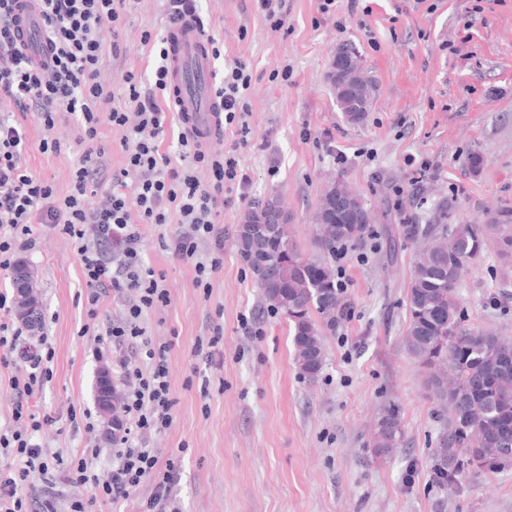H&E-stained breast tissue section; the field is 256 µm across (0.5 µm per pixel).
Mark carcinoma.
<instances>
[{"mask_svg": "<svg viewBox=\"0 0 512 512\" xmlns=\"http://www.w3.org/2000/svg\"><path fill=\"white\" fill-rule=\"evenodd\" d=\"M355 85L370 107L377 90L373 77L363 71ZM325 204L320 201L315 214L318 254L312 259L300 258L284 226L272 227L268 237L255 236L253 229L265 219L258 207H250L236 231L238 252L256 278L253 258L270 253L271 241L292 253L293 259L273 267L271 283L258 288L268 306L288 318L296 364L310 378L325 362L321 326L336 327L350 309L329 260L340 246L362 241L368 229L328 220ZM402 234L415 245L405 346L427 371L426 387L438 406L433 474L446 489L465 467L494 473L512 466V339L466 327L458 295L467 263L487 244L502 260H512V208L499 209L487 224H457L451 230L446 224H404ZM402 438L400 409L389 403L376 422L374 447L387 453Z\"/></svg>", "mask_w": 512, "mask_h": 512, "instance_id": "1", "label": "carcinoma"}]
</instances>
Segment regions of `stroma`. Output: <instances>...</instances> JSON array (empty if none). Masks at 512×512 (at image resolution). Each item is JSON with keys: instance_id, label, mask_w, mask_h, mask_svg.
Segmentation results:
<instances>
[{"instance_id": "35a3bbf8", "label": "stroma", "mask_w": 512, "mask_h": 512, "mask_svg": "<svg viewBox=\"0 0 512 512\" xmlns=\"http://www.w3.org/2000/svg\"><path fill=\"white\" fill-rule=\"evenodd\" d=\"M282 0L274 29L257 0H200L199 14L225 64L246 62L249 142L239 147L250 177L225 192L224 267L209 289L190 264L160 246L172 224L141 227L140 256L165 276L168 302L147 316L153 342L171 345L168 371L175 405L168 429L148 436L160 464H172L180 512H512V468H467L448 490L433 480L440 425L425 371L406 351V293L412 244L403 224H484L512 208V0ZM167 27L164 0H138L119 53L105 52L100 76L116 102L124 78L153 88L154 43ZM152 42H145L144 32ZM349 43L378 84L363 123H348L327 79L337 47ZM24 134L22 161L58 196L84 153L71 115L45 129L36 113L0 102ZM59 152H45L43 141ZM482 166L469 170L471 151ZM427 162L422 181L415 165ZM346 181L370 216L364 244L341 264L350 313L325 338V364L308 378L294 361L289 322L263 300L238 255L235 236L255 200L274 199L302 257L316 255L313 215L330 180ZM21 259L37 281L43 331L55 350L53 377L33 403L54 417L45 447L70 457L100 448L98 469L111 467L112 443L95 403L102 365L78 296L80 257L65 235L36 230ZM459 294L465 323L512 337V265L485 249L465 270ZM223 330L220 356L199 347ZM401 409L399 448L378 453L374 422L386 403ZM90 415L92 428L73 422Z\"/></svg>"}]
</instances>
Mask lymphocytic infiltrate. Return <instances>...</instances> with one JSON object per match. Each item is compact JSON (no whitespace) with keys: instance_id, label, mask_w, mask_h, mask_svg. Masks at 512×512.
Listing matches in <instances>:
<instances>
[{"instance_id":"f902f5d3","label":"lymphocytic infiltrate","mask_w":512,"mask_h":512,"mask_svg":"<svg viewBox=\"0 0 512 512\" xmlns=\"http://www.w3.org/2000/svg\"><path fill=\"white\" fill-rule=\"evenodd\" d=\"M18 0H0V98L13 101L19 111L36 112L51 127L59 113L75 115L86 151L72 174V187L58 197L46 180L22 164L24 135L16 124L0 118V269H10L18 252L33 249L35 225L68 236L80 256L86 285L85 322L79 333L105 342L110 364L128 385L124 400L126 426L114 442V464L98 474L93 461L98 449L85 448L70 459L49 452L35 440L52 426L31 401L53 375L55 351L48 337L30 344L28 326L0 321V366L11 369L13 429L0 431V512H58L57 481L90 486V502L72 501L69 512H91V503H109L128 497L147 478H156L155 492L144 512H180L174 506L166 480L160 479L159 461L143 440L166 429L174 400L168 379L170 343H153L147 336L145 316L166 303L163 275L144 265L139 254L143 224L177 221L178 231L163 240L164 250L193 266L197 287L209 288L211 277L224 265V229L218 216L224 192L246 187L249 177L235 149L204 150L175 133L168 121V69L158 61L154 90L140 91L141 78L125 76L128 106L115 105L99 78L106 36H119L132 0H39L43 32L53 47L46 63L16 45L15 6ZM251 76L245 63L225 66L214 92L224 107V123L234 128L240 144H247L250 127L246 99ZM124 128L122 148L126 164L105 173L98 135L104 125ZM176 137L180 164H173L162 145ZM209 171L208 182L197 176ZM103 204H95L97 196ZM206 255H199L200 244ZM126 297L123 317L107 320L103 305L110 294ZM137 345L149 364L130 367L126 345Z\"/></svg>"}]
</instances>
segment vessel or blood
<instances>
[{
    "instance_id": "1",
    "label": "vessel or blood",
    "mask_w": 512,
    "mask_h": 512,
    "mask_svg": "<svg viewBox=\"0 0 512 512\" xmlns=\"http://www.w3.org/2000/svg\"><path fill=\"white\" fill-rule=\"evenodd\" d=\"M15 28L21 41L35 38L40 22L35 0H20ZM166 47L169 94L182 124L201 146L215 143L224 134L222 107L213 92L214 66L208 41L189 15L168 25Z\"/></svg>"
}]
</instances>
